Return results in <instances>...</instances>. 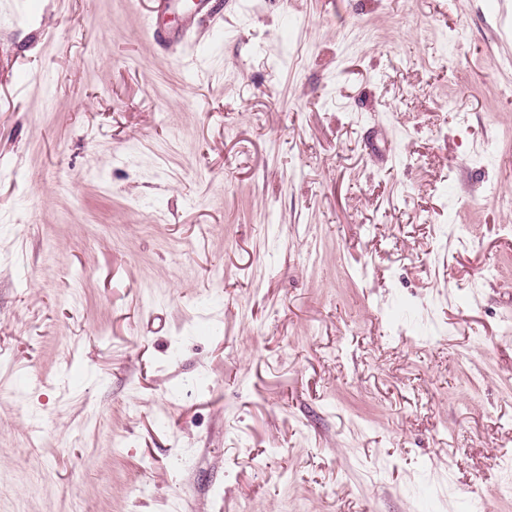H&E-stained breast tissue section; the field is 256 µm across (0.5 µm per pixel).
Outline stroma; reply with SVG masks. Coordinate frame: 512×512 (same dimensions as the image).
<instances>
[{
	"label": "stroma",
	"mask_w": 512,
	"mask_h": 512,
	"mask_svg": "<svg viewBox=\"0 0 512 512\" xmlns=\"http://www.w3.org/2000/svg\"><path fill=\"white\" fill-rule=\"evenodd\" d=\"M0 0V512H512V0Z\"/></svg>",
	"instance_id": "1"
}]
</instances>
